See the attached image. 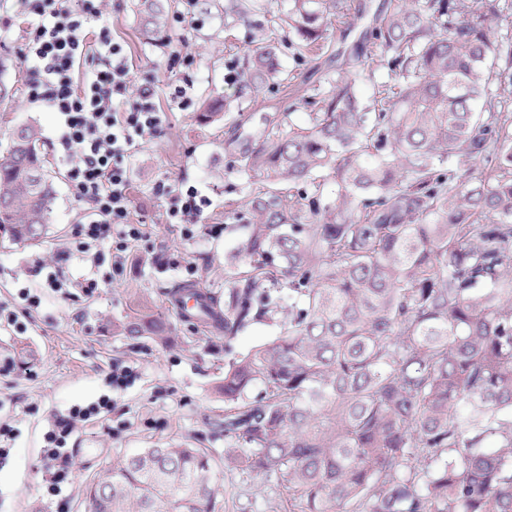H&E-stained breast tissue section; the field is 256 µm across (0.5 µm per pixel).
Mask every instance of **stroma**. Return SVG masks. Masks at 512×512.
I'll use <instances>...</instances> for the list:
<instances>
[{"label": "stroma", "mask_w": 512, "mask_h": 512, "mask_svg": "<svg viewBox=\"0 0 512 512\" xmlns=\"http://www.w3.org/2000/svg\"><path fill=\"white\" fill-rule=\"evenodd\" d=\"M24 0H0V58L12 69V94L0 101V149L12 131L25 123L40 126L44 138L54 136L56 116L30 103L24 81L29 75L20 58L34 16ZM288 0H264L250 22L225 19L223 12L202 28H167L159 38L142 35L134 0H105L103 20L114 39L124 44L134 81L154 79L159 104L167 116L164 133L144 143L131 158L133 220L155 226L149 243L128 255L121 274L113 276L91 299L45 298L26 321L22 333L0 327V357L14 361L10 374L0 375V420L15 430L7 459L0 460V512H84L83 490L102 470L146 448L184 441L224 456V396L217 384L233 356L277 336L278 326L256 324L240 334L233 346L224 335L181 319L171 308L169 291L193 283L216 296L224 294V256L241 229L235 213L244 209L258 186L241 175L243 133L258 132L266 119L281 124H305L314 101L326 95L340 64H348L364 99L388 81L379 52L358 48V33L341 37L331 30L325 48L299 58L284 40ZM276 44L278 82L263 89L245 83L228 84L229 59L242 58L267 44ZM194 55L196 65H171L172 51ZM193 82L190 108L171 103L167 86L184 79ZM225 96L231 109L223 121L200 125L195 107L209 96ZM56 200L51 221L38 244H14L0 237V301L11 299L25 284L32 259L53 260L73 224L82 217L65 168L47 156ZM181 179L211 189L213 204L204 223L220 224L218 238L183 241L176 226L164 223L163 198L153 193L158 180ZM181 253L184 267L159 269L157 254ZM170 323L168 343L142 336L119 335L114 326L137 307ZM132 366L137 378L123 391L109 392L105 375L112 362ZM111 394L112 412L99 420L78 423L72 445L71 484L61 496H49L41 481L42 437L49 420L74 404H86ZM217 512H301L296 496L276 476L260 477L241 469H218Z\"/></svg>", "instance_id": "1"}]
</instances>
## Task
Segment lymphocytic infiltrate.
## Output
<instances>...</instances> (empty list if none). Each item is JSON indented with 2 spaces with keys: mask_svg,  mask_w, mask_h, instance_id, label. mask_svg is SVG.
<instances>
[{
  "mask_svg": "<svg viewBox=\"0 0 512 512\" xmlns=\"http://www.w3.org/2000/svg\"><path fill=\"white\" fill-rule=\"evenodd\" d=\"M27 2L37 21L21 54L33 70L32 78L25 81L26 96L56 115L51 145L56 160L66 168L76 201L83 206L81 222L73 225L54 262L34 260L29 273L39 287L61 298L76 291L91 298L112 275L121 273L129 250L152 235L151 225L130 219L128 159L140 144L163 133L166 116L156 102L155 83L133 82L124 45L101 22L103 0ZM84 62L91 69L81 82L77 76ZM153 192L165 199V221L178 225L185 241L223 235V225L202 223L211 200L197 186L162 180ZM74 257L87 264L78 279L67 278L61 269ZM111 411L112 398L105 394L55 416L43 445L42 481L48 495H60L70 481L69 440L76 423L106 417Z\"/></svg>",
  "mask_w": 512,
  "mask_h": 512,
  "instance_id": "obj_1",
  "label": "lymphocytic infiltrate"
}]
</instances>
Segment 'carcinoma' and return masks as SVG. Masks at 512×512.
<instances>
[{
	"mask_svg": "<svg viewBox=\"0 0 512 512\" xmlns=\"http://www.w3.org/2000/svg\"><path fill=\"white\" fill-rule=\"evenodd\" d=\"M172 2L137 0L145 36ZM511 8L398 0L369 32L395 76L379 97L340 67L307 126L275 123L243 152L268 190L237 213L224 310L193 284L173 292L229 342L284 323L224 370V466L279 477L303 512H512V117L495 110L512 95L496 29ZM258 10L226 0L224 17ZM362 16L354 0H290L288 33L309 51ZM229 65L256 89L279 75L271 45ZM228 110L205 99L197 119ZM323 176L332 201L274 189ZM53 201L40 129L20 125L0 154V230L39 240ZM118 332L170 340L140 312ZM213 470L204 448H146L86 486L87 512H213Z\"/></svg>",
	"mask_w": 512,
	"mask_h": 512,
	"instance_id": "1",
	"label": "carcinoma"
}]
</instances>
